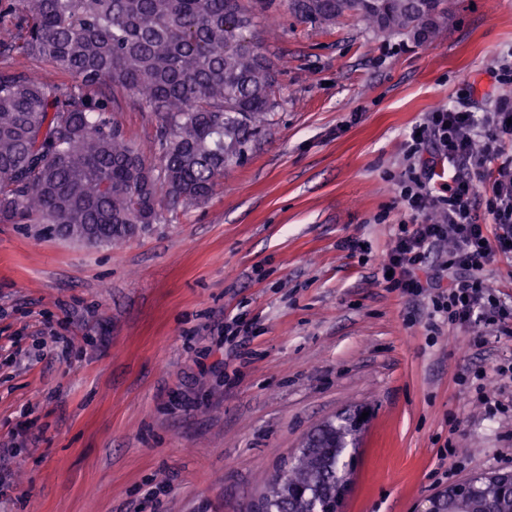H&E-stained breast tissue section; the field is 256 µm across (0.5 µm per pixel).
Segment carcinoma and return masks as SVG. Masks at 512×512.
<instances>
[{"mask_svg": "<svg viewBox=\"0 0 512 512\" xmlns=\"http://www.w3.org/2000/svg\"><path fill=\"white\" fill-rule=\"evenodd\" d=\"M270 0H0V57L55 73L0 67V222L41 235L118 245L211 198L224 170L278 106L271 64L251 38ZM456 0H288L314 27L347 15L377 34L426 37ZM140 96L158 121L151 145L112 115L115 93ZM357 414L307 437L269 481L261 512H336L345 443ZM469 505L512 512V498L470 478Z\"/></svg>", "mask_w": 512, "mask_h": 512, "instance_id": "1", "label": "carcinoma"}]
</instances>
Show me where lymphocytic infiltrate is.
<instances>
[{"mask_svg":"<svg viewBox=\"0 0 512 512\" xmlns=\"http://www.w3.org/2000/svg\"><path fill=\"white\" fill-rule=\"evenodd\" d=\"M407 143V165L394 191L409 215L391 245L373 260L390 288L430 306L427 330H489L512 339V306L503 303L486 276L498 257L512 255V103L477 114L440 105L425 114ZM452 169L436 180L438 163ZM483 204L487 222L475 206ZM512 383V359L493 373L467 371L458 383L475 391L485 414L512 412L498 388Z\"/></svg>","mask_w":512,"mask_h":512,"instance_id":"lymphocytic-infiltrate-1","label":"lymphocytic infiltrate"}]
</instances>
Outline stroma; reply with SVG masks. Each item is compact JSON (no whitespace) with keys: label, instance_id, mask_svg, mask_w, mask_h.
<instances>
[{"label":"stroma","instance_id":"35a3bbf8","mask_svg":"<svg viewBox=\"0 0 512 512\" xmlns=\"http://www.w3.org/2000/svg\"><path fill=\"white\" fill-rule=\"evenodd\" d=\"M253 35L280 106L216 193L112 246L0 223V466L23 485L0 512H252L322 422L372 417L340 512H413L458 480L512 472V417L489 416L456 378L493 371L512 341L474 329L429 342L423 314L374 264L405 210L394 178L412 127L438 103L487 112L512 100V0H458L435 35L327 29L288 0ZM476 93H469L468 84ZM115 118L142 144L156 121L129 91ZM249 323L227 354L226 317ZM165 485L156 500L148 484Z\"/></svg>","mask_w":512,"mask_h":512}]
</instances>
